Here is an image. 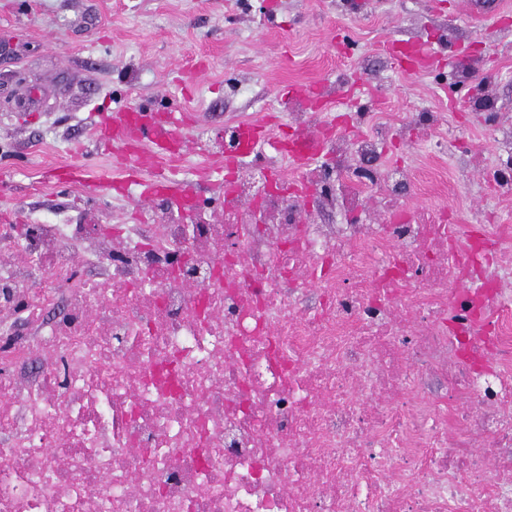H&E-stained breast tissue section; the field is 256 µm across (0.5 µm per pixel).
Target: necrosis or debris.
<instances>
[{
  "instance_id": "obj_1",
  "label": "necrosis or debris",
  "mask_w": 512,
  "mask_h": 512,
  "mask_svg": "<svg viewBox=\"0 0 512 512\" xmlns=\"http://www.w3.org/2000/svg\"><path fill=\"white\" fill-rule=\"evenodd\" d=\"M267 178L214 223L0 225V512H512V229ZM372 186L385 223L299 220Z\"/></svg>"
}]
</instances>
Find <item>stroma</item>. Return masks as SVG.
Masks as SVG:
<instances>
[{"instance_id": "stroma-1", "label": "stroma", "mask_w": 512, "mask_h": 512, "mask_svg": "<svg viewBox=\"0 0 512 512\" xmlns=\"http://www.w3.org/2000/svg\"><path fill=\"white\" fill-rule=\"evenodd\" d=\"M473 0H0V217L59 224L82 210L106 227L132 223L142 185L92 193L58 181L108 166L93 129L121 105L153 101L190 113L178 174L206 210L221 208L223 170L197 175L224 123L269 113L295 81L325 82L324 121L343 142L374 122L402 121L380 145L409 170L416 197L456 223L512 225V196L487 174L502 160L493 136L512 133V8L486 19ZM420 41L430 70L405 72L388 50ZM433 115L435 127L417 117Z\"/></svg>"}]
</instances>
